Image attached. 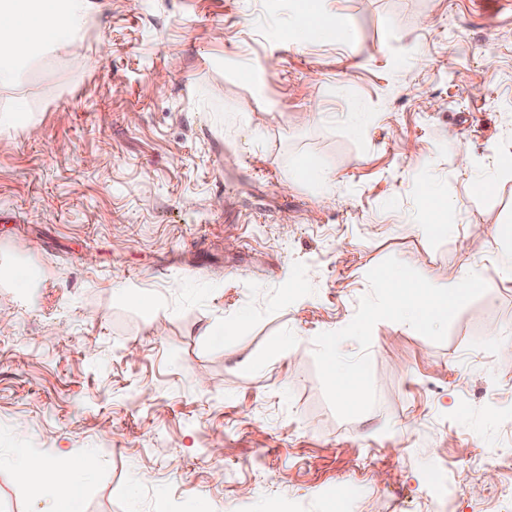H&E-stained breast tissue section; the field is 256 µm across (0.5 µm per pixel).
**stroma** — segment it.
I'll return each mask as SVG.
<instances>
[{
    "label": "stroma",
    "mask_w": 512,
    "mask_h": 512,
    "mask_svg": "<svg viewBox=\"0 0 512 512\" xmlns=\"http://www.w3.org/2000/svg\"><path fill=\"white\" fill-rule=\"evenodd\" d=\"M301 17L351 35L302 40ZM17 107L0 512H51L32 454L89 459L83 512H502L512 169L477 186L512 154V0H90L65 51L0 84ZM389 257L439 281L474 264L488 289L440 343L376 323V404L343 420L314 338Z\"/></svg>",
    "instance_id": "35a3bbf8"
}]
</instances>
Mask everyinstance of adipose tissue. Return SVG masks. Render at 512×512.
<instances>
[{"label":"adipose tissue","instance_id":"ef3b65f1","mask_svg":"<svg viewBox=\"0 0 512 512\" xmlns=\"http://www.w3.org/2000/svg\"><path fill=\"white\" fill-rule=\"evenodd\" d=\"M88 0H0V83L11 81L28 56L65 50L87 21ZM30 482L55 512H82L79 460H29Z\"/></svg>","mask_w":512,"mask_h":512}]
</instances>
